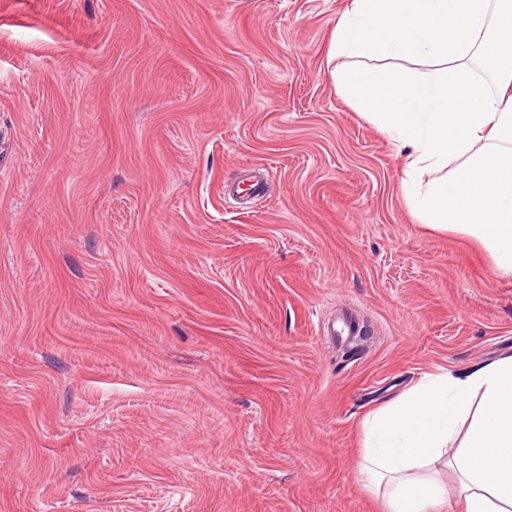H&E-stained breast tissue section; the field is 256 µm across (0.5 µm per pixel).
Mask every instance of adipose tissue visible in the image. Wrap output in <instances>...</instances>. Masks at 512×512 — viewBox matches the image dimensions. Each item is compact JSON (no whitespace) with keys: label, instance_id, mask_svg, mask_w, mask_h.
Returning a JSON list of instances; mask_svg holds the SVG:
<instances>
[{"label":"adipose tissue","instance_id":"1","mask_svg":"<svg viewBox=\"0 0 512 512\" xmlns=\"http://www.w3.org/2000/svg\"><path fill=\"white\" fill-rule=\"evenodd\" d=\"M329 55L395 143L421 224L474 238L512 279V0H351ZM363 431L358 476L386 512H512V355L424 375Z\"/></svg>","mask_w":512,"mask_h":512}]
</instances>
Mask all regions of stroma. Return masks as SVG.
Segmentation results:
<instances>
[{
    "instance_id": "1",
    "label": "stroma",
    "mask_w": 512,
    "mask_h": 512,
    "mask_svg": "<svg viewBox=\"0 0 512 512\" xmlns=\"http://www.w3.org/2000/svg\"><path fill=\"white\" fill-rule=\"evenodd\" d=\"M348 6L0 0V512H385L365 416L512 354L336 91Z\"/></svg>"
}]
</instances>
